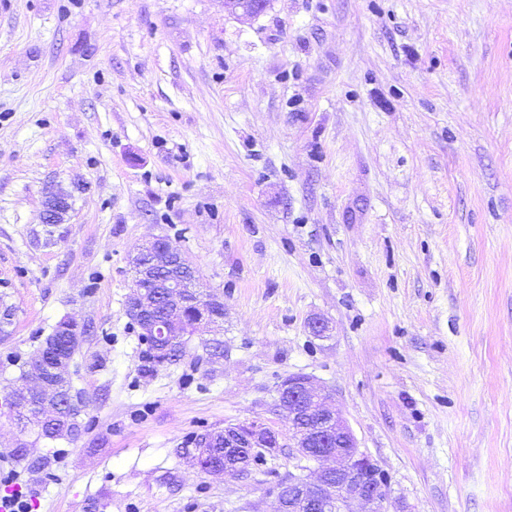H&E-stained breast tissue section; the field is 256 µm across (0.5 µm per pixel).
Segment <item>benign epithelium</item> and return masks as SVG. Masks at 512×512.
<instances>
[{
	"label": "benign epithelium",
	"mask_w": 512,
	"mask_h": 512,
	"mask_svg": "<svg viewBox=\"0 0 512 512\" xmlns=\"http://www.w3.org/2000/svg\"><path fill=\"white\" fill-rule=\"evenodd\" d=\"M266 8L264 0H224V10L242 19H253ZM69 195L55 193L45 203L43 223L61 224L69 211ZM134 272L126 297V314L146 343L168 349L192 336L202 323L217 324L224 318V301L195 287L197 267L165 236L141 245L130 257ZM64 334L67 347L76 351L84 331L76 323L62 320L42 346L30 357L23 378L28 385L11 391L4 407L20 433L36 430L38 437L75 436L78 416L64 415V404L77 409L83 402L72 392V356L46 354L55 337ZM276 407L288 413L292 431L288 447L300 457L322 463L317 479L290 480L279 486L277 512H384L382 503L388 482L379 465L360 449L358 440L330 396L314 386L304 374L282 381ZM282 438L261 419L230 423L209 432L203 445L224 449V461L203 471L213 478L243 477L249 468L239 460L238 449L247 448L255 459L281 447Z\"/></svg>",
	"instance_id": "1"
}]
</instances>
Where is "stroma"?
<instances>
[{
    "label": "stroma",
    "mask_w": 512,
    "mask_h": 512,
    "mask_svg": "<svg viewBox=\"0 0 512 512\" xmlns=\"http://www.w3.org/2000/svg\"><path fill=\"white\" fill-rule=\"evenodd\" d=\"M68 192L64 223H43ZM168 237L224 318L156 366L129 256ZM0 399L87 326L71 438L10 456L31 512H277L196 435L287 433L306 374L390 477L385 512H512V0H0ZM326 336H311L309 318ZM264 1L266 0H224V10L242 19H253L265 10Z\"/></svg>",
    "instance_id": "1"
}]
</instances>
